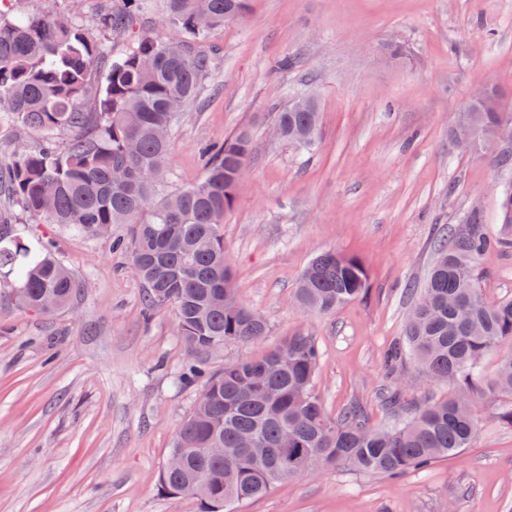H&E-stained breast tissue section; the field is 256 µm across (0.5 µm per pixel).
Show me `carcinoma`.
<instances>
[{
	"mask_svg": "<svg viewBox=\"0 0 512 512\" xmlns=\"http://www.w3.org/2000/svg\"><path fill=\"white\" fill-rule=\"evenodd\" d=\"M166 23L183 38L138 39L123 58L107 61L101 44L65 15L21 14L0 19V119L40 134L37 148L15 146L0 158V193L49 224L90 237L114 224L129 227L126 249L144 285L147 310L171 308L188 352L198 357L227 342L258 344L266 318L245 307L234 288V266L224 247V216L236 202L239 173L251 158L245 131L204 148L202 178L174 193L162 192L170 140L181 112L198 94L210 56L193 40L249 10V0H167ZM134 18L105 13L101 25L125 31ZM105 84L79 107L96 64ZM475 122L492 138L511 119L497 92L484 108L470 105ZM281 139L311 148L319 129L315 100L274 107ZM75 132L56 145L60 130ZM501 227L491 236L478 209L442 231L434 263L411 308L413 319L391 352L412 360L427 379L453 386L446 398L417 404L394 389L383 395L391 415L385 428L366 423L355 406L329 416L315 392L319 361L315 339L285 338L255 359L224 366L205 380L193 411L176 432L159 485L168 495H188L198 512H235L292 478L322 469L399 476L441 457L461 453L475 438L476 402L486 394L512 396V298L487 301L477 286L476 260L499 248L512 252V187L500 198ZM12 276L15 304L49 314L68 307L79 285L72 273L25 226L0 211V273ZM368 274L354 256L316 254L294 293L303 312L330 313L362 296ZM507 349L496 375L485 378L481 361ZM293 441L282 447L281 435ZM224 449V457L208 449Z\"/></svg>",
	"mask_w": 512,
	"mask_h": 512,
	"instance_id": "1",
	"label": "carcinoma"
}]
</instances>
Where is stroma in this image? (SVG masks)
<instances>
[{"label": "stroma", "instance_id": "stroma-1", "mask_svg": "<svg viewBox=\"0 0 512 512\" xmlns=\"http://www.w3.org/2000/svg\"><path fill=\"white\" fill-rule=\"evenodd\" d=\"M100 0H0V18L65 13L105 55H125L145 35L172 37L167 0H149L128 31L98 24ZM397 39L407 56L380 47ZM211 69L171 143L165 189L198 181L200 149L248 130L252 158L224 217L239 300L265 316L262 345L229 343L202 355L206 374L284 338L313 336L321 359L315 391L329 413L359 405L379 427L384 388L407 398L446 396L405 364L388 375L385 353L404 335L407 284L423 283L439 229L479 208L489 232L512 165L460 146L458 113L481 86L503 92L512 112V0H251L246 15L210 31ZM294 56L296 68L277 63ZM315 94L321 125L313 151L277 138L272 106ZM49 242L80 290L50 315L13 305L0 288V512H197L193 499L161 491L159 473L176 428L202 382L177 386L189 356L172 309L145 311L132 272L127 227L86 237L17 213ZM359 258L369 288L330 314L293 303L300 275L324 250ZM477 266L487 300L512 297V256L491 251ZM504 397L478 400L469 448L391 478L339 466L280 484L239 512H512V426Z\"/></svg>", "mask_w": 512, "mask_h": 512}]
</instances>
